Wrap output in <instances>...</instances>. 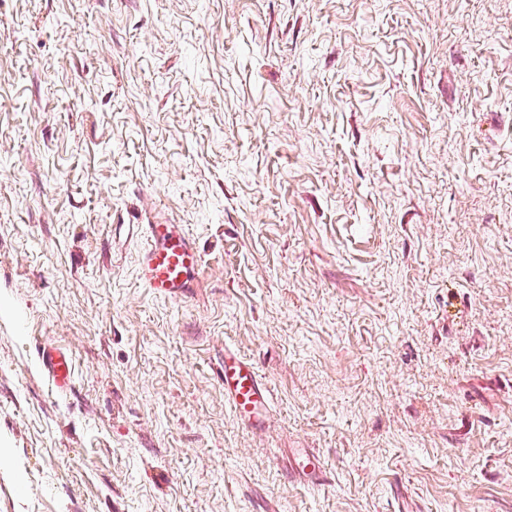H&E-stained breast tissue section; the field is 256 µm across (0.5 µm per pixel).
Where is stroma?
I'll list each match as a JSON object with an SVG mask.
<instances>
[{"label":"stroma","instance_id":"35a3bbf8","mask_svg":"<svg viewBox=\"0 0 512 512\" xmlns=\"http://www.w3.org/2000/svg\"><path fill=\"white\" fill-rule=\"evenodd\" d=\"M0 512H512V0H0ZM145 226L148 246L141 258V278L155 295L187 297L201 271V253L181 226ZM41 360L49 379L58 389L70 388L73 366L67 354L53 349L42 350ZM224 398L246 429L261 428L270 402V391L256 367L235 351L224 350ZM291 468L299 475H309L322 469L321 458L314 452L302 449L291 460Z\"/></svg>","mask_w":512,"mask_h":512}]
</instances>
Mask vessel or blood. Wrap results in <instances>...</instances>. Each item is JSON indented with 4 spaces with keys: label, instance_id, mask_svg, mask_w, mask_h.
I'll list each match as a JSON object with an SVG mask.
<instances>
[{
    "label": "vessel or blood",
    "instance_id": "obj_1",
    "mask_svg": "<svg viewBox=\"0 0 512 512\" xmlns=\"http://www.w3.org/2000/svg\"><path fill=\"white\" fill-rule=\"evenodd\" d=\"M148 246L140 264V274L148 288L158 296L186 297L202 267V256L192 239L181 227L172 224H150L146 227ZM42 365L58 389L71 385V358L60 351L47 349L41 353ZM224 398L243 426L257 429L265 423L270 391L256 367L233 350L224 352ZM292 469L306 476L322 468L320 457L302 449L291 460Z\"/></svg>",
    "mask_w": 512,
    "mask_h": 512
}]
</instances>
